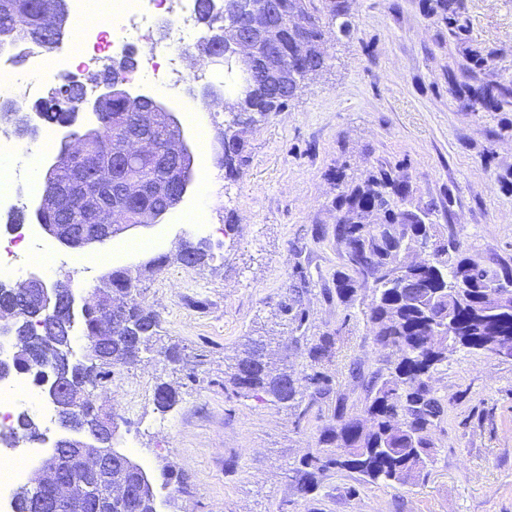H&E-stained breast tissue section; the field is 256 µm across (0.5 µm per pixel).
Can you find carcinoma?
<instances>
[{"mask_svg": "<svg viewBox=\"0 0 512 512\" xmlns=\"http://www.w3.org/2000/svg\"><path fill=\"white\" fill-rule=\"evenodd\" d=\"M46 2L0 0V47L33 43L31 35L45 26ZM348 2L280 0L282 20L266 28L260 40V52H265L268 45L277 50L267 66L269 74L259 79L249 99L240 100L230 94L224 97V111L233 114V124L239 126L237 130L224 131L221 136V161L227 177L236 176L248 163L241 130L253 123L252 113L282 111L298 94L305 79L326 68L328 56L322 17L332 22L341 20L340 29L345 33L350 31ZM436 8L448 14V30L459 35L461 26L456 18L459 6L455 0H436ZM196 10L212 31L198 53L204 55L226 47L232 36L218 23L213 0H196ZM84 95L82 85L71 84L68 78L62 77L50 102L37 116L49 123L68 124L75 115L76 101ZM511 95L505 88L487 85L474 94L470 106L473 109H484L491 104L501 106L508 103ZM102 111L112 123L81 159L88 171L110 162L108 141L120 128L132 127L130 104L125 99H111ZM3 119L12 121L20 132L27 130L28 118L20 115L13 105L0 104V121ZM149 133L156 145L155 153L140 155L115 172L119 181L140 184L138 193L124 195L91 179L85 182L89 191L99 193L102 203L132 216L162 206L150 187L162 178L167 164L166 149L180 136L181 129L157 120ZM74 177L73 170L61 168L52 173V185L69 192ZM374 209L384 210L385 224L373 231L365 219ZM419 211L420 207L412 205L407 182L383 169L368 175L360 184L344 187L336 197L334 236L344 267L336 276V294L349 303L358 289H372L368 321L375 344L387 352L388 367L373 372L363 383L366 401L360 412L348 413L344 400H339L336 424L321 433L319 454L304 462L299 485L306 492L315 486V470L330 465L357 472L373 485L416 484L431 462L434 447L431 434L445 413L429 383L435 366L448 358L450 347L482 350L498 336H512V307L494 304L487 291L490 284L512 278V262L488 260L458 245L436 248L426 268L402 266L400 255L419 243L443 239L437 225L419 223ZM42 220L46 224L71 225L74 249L81 248V233L92 230L81 210L68 203L63 209L43 214ZM204 257L203 246L184 243L172 257L162 254L146 265L108 273L103 294L112 304V315L121 318V323L110 329L103 326L100 302L93 297L85 302L83 335L91 340V345L85 348L88 365L70 361L74 327L70 284L60 282L52 289V295L64 310L52 320L42 312L36 298L0 285V315L12 310L18 312L16 350L8 368L0 367V375L39 366L50 368L62 402L74 406L71 410L74 431L95 434L99 409L88 398L76 401L74 397L86 393L87 386L105 379L110 368L132 364L140 354L153 351L156 343V315L140 305L128 304L126 298L137 291L146 274L170 259L184 266H195ZM454 317L469 321L465 337L432 335L435 327L448 324V319ZM229 383L239 397L262 390L276 402L290 407H297L303 401L298 380L285 371L272 373L268 362L255 349L245 351ZM154 397L159 407L169 408L175 402V391L162 383L156 387ZM20 434L38 436L36 425L24 414L18 419V428L9 433V439ZM31 494L32 488L25 484L19 486L14 493L13 512H31ZM110 495L109 484L86 479L82 512H156L149 498L112 499ZM109 498L112 505L107 507L105 501Z\"/></svg>", "mask_w": 512, "mask_h": 512, "instance_id": "obj_1", "label": "carcinoma"}]
</instances>
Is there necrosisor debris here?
<instances>
[{
	"instance_id": "obj_1",
	"label": "necrosis or debris",
	"mask_w": 512,
	"mask_h": 512,
	"mask_svg": "<svg viewBox=\"0 0 512 512\" xmlns=\"http://www.w3.org/2000/svg\"><path fill=\"white\" fill-rule=\"evenodd\" d=\"M172 0H110V13L101 23L81 26L78 31L79 50L71 52L64 44L46 50L20 45L19 51L29 62L24 76L8 77L0 83V97L19 101L20 97L38 94L42 85L61 76L80 72L85 81H92L98 66L107 58L135 52L136 70L120 73L126 83L149 82L173 89L186 76L209 80V64L193 65L192 41L198 35L200 20L195 9L182 6L172 12ZM0 155L14 157L17 167L6 173L8 189H0V212L18 208L21 195L15 190L21 178L20 163L29 159L31 150L12 139L0 127ZM35 225L19 224L7 238H0V284L20 281L35 273L26 253L47 251ZM40 375L30 372L25 379L13 380L0 390V433L11 431L18 413L33 410L50 416L51 407L44 401L30 402L28 391L38 389ZM42 448L32 439H21L14 446L0 448V512H11L15 485L30 478L29 461L39 456Z\"/></svg>"
}]
</instances>
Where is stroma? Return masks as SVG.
<instances>
[{
    "instance_id": "1",
    "label": "stroma",
    "mask_w": 512,
    "mask_h": 512,
    "mask_svg": "<svg viewBox=\"0 0 512 512\" xmlns=\"http://www.w3.org/2000/svg\"><path fill=\"white\" fill-rule=\"evenodd\" d=\"M351 16L349 34L326 29L327 68L282 111L255 114L235 179L219 164L232 114L179 113L195 158L182 202L93 248L53 246L51 279L71 283L79 305L113 269L172 256L185 242L206 246L204 264L171 260L143 279L132 300L158 317L154 351L87 389L118 414L112 446L150 476L156 512H512V361L468 349L432 374L445 418L416 485H370L333 466L313 490L298 485L337 398L351 412L362 406L353 369L385 365L367 318L371 289L350 303L336 295L337 174L356 185L393 170L431 222L454 225L464 249L512 260V103L469 107L483 84L512 91V0H461L458 37L429 0H352ZM475 50L493 55L490 68H472ZM94 124L89 112L70 128L39 123L26 181L43 189L64 137ZM198 207L205 223H185ZM324 336L332 349L313 362ZM251 343L294 377L324 373L329 392L304 395L302 415L261 391L232 394L224 384ZM161 383L176 393L167 409L154 400Z\"/></svg>"
}]
</instances>
